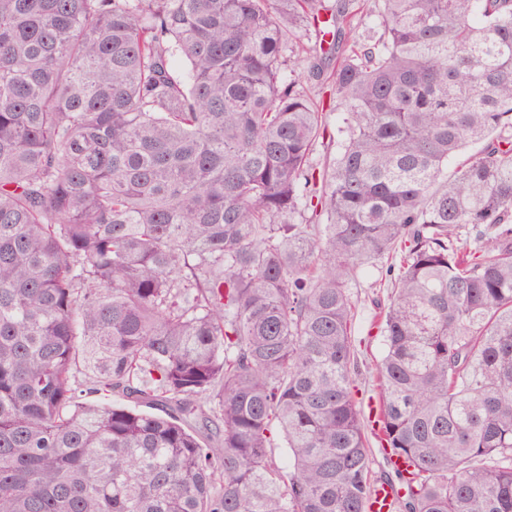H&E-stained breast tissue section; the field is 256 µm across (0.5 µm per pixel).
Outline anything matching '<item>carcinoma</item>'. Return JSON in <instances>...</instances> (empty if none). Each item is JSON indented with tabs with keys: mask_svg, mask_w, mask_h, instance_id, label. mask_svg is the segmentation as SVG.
I'll return each instance as SVG.
<instances>
[{
	"mask_svg": "<svg viewBox=\"0 0 512 512\" xmlns=\"http://www.w3.org/2000/svg\"><path fill=\"white\" fill-rule=\"evenodd\" d=\"M360 9L0 0V512H365L389 256L398 512H512V0ZM310 60L307 58H300L298 60H295L294 63V69L295 74L299 75L301 77V80L306 83L305 87L309 91L311 97H313L316 101H322L324 100V107H328L329 103V92H324L325 90H322L323 88V80H310L308 79V70L310 67ZM390 259L373 261L357 271L351 291L356 301L352 324L353 336L361 341V351L369 359L379 358L385 349V339L380 332V302L386 303L390 288L384 284L385 270ZM379 304V305H377ZM355 389L357 390L355 398L362 410L364 421L367 423L369 412L367 404L369 401H372V396H374V398L377 397L375 379L372 376H369L368 374L365 375V373L362 372V375L357 378Z\"/></svg>",
	"mask_w": 512,
	"mask_h": 512,
	"instance_id": "carcinoma-1",
	"label": "carcinoma"
}]
</instances>
